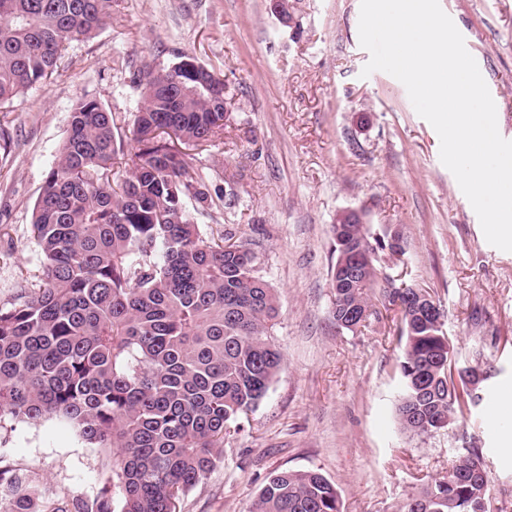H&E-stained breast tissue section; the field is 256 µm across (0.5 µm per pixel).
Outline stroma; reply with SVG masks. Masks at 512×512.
<instances>
[{
  "instance_id": "obj_1",
  "label": "stroma",
  "mask_w": 512,
  "mask_h": 512,
  "mask_svg": "<svg viewBox=\"0 0 512 512\" xmlns=\"http://www.w3.org/2000/svg\"><path fill=\"white\" fill-rule=\"evenodd\" d=\"M475 58L512 140V0H440ZM360 0H294L283 25L270 0H112V21L70 42L61 69L0 111V305L38 280L32 213L81 97L110 109L133 152L144 97L133 72L195 57L224 79L232 116L220 138L190 150L213 197L186 208L202 234L232 235L275 289L273 329L284 362L266 396L224 441L178 512H249L277 470H315L342 512H395L442 477L469 444L487 462L488 512H512V252L490 245L434 128L405 86L382 71L358 34ZM372 234L398 230L405 253L377 255V279L425 289L444 313L458 366L483 347L477 414L429 437L399 431L395 311L350 331L333 315L331 226L347 210ZM483 319L470 321L472 310ZM0 459L27 473L42 499L93 503L111 460L66 419L0 423Z\"/></svg>"
}]
</instances>
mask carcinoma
Here are the masks:
<instances>
[{
    "mask_svg": "<svg viewBox=\"0 0 512 512\" xmlns=\"http://www.w3.org/2000/svg\"><path fill=\"white\" fill-rule=\"evenodd\" d=\"M111 20L112 0H0V106L50 79L67 43ZM205 70L187 55L135 75L147 95L116 185L123 139L112 112L92 98L73 105L33 211L42 277L0 306V421L60 416L112 449L95 512H177L283 361L270 335L277 297L255 253L207 240L185 210V199L203 208L211 197L182 147L212 141L231 116L224 83H204ZM332 232L333 276L354 259L362 274L334 304L360 315L377 298L400 313V428L431 436L480 406L479 388L448 401L440 314L419 315L409 287H378L376 251L404 249L371 238L350 215ZM482 462L480 449L463 448L398 512H486ZM3 491L6 512H87L43 501L28 475L0 466ZM251 512H340V503L321 473L286 469L268 478Z\"/></svg>",
    "mask_w": 512,
    "mask_h": 512,
    "instance_id": "cac0c4a2",
    "label": "carcinoma"
}]
</instances>
